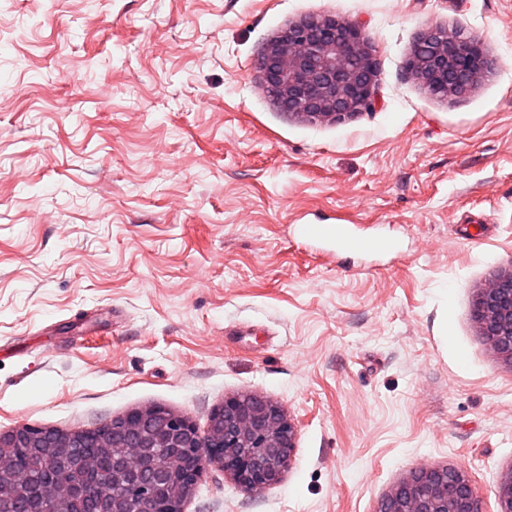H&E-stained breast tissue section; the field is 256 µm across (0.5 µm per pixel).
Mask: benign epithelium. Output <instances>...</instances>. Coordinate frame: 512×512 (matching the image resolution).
Segmentation results:
<instances>
[{
    "instance_id": "7a95c632",
    "label": "benign epithelium",
    "mask_w": 512,
    "mask_h": 512,
    "mask_svg": "<svg viewBox=\"0 0 512 512\" xmlns=\"http://www.w3.org/2000/svg\"><path fill=\"white\" fill-rule=\"evenodd\" d=\"M408 69L430 92L460 94L457 77L478 78L490 63L478 42L448 30L424 28ZM259 69L268 92L285 110L310 121H340L374 102V49L357 23L334 16L289 26L264 49ZM481 335L512 364V271L498 275L474 304ZM54 448L83 473L77 482L45 487L41 512H66L76 496L91 498L95 512H182L203 471L217 467L246 491L279 485L291 465L296 428L276 403L255 393L224 399L202 432L185 414L161 406L137 408L91 431L61 432L23 424L0 431V467L26 453ZM98 448L97 456H76ZM497 512H512V465L501 473ZM378 512H478L468 473L456 467L421 466L395 485Z\"/></svg>"
}]
</instances>
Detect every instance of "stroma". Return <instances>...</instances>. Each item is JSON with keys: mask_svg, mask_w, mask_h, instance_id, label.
Here are the masks:
<instances>
[{"mask_svg": "<svg viewBox=\"0 0 512 512\" xmlns=\"http://www.w3.org/2000/svg\"><path fill=\"white\" fill-rule=\"evenodd\" d=\"M332 15L375 50L372 111L312 122L264 47ZM492 63L431 95L427 25ZM29 87L26 99L13 95ZM299 224L398 252L322 255ZM512 268V0H0V431L252 392L297 429L282 483L208 469L184 512H376L420 465L495 512L512 364L478 293Z\"/></svg>", "mask_w": 512, "mask_h": 512, "instance_id": "stroma-1", "label": "stroma"}]
</instances>
